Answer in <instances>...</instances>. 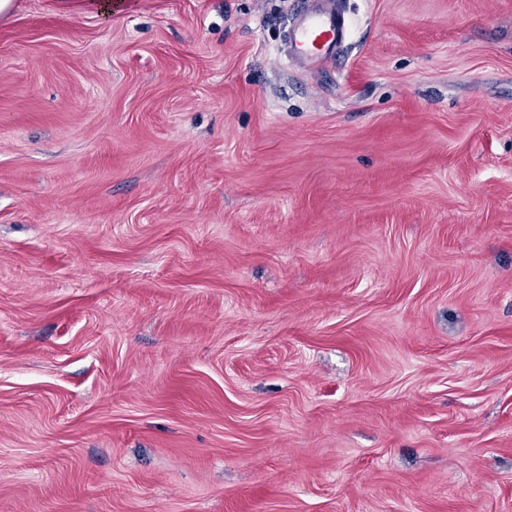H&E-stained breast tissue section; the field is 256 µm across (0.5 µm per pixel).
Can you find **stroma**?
Masks as SVG:
<instances>
[{"mask_svg":"<svg viewBox=\"0 0 512 512\" xmlns=\"http://www.w3.org/2000/svg\"><path fill=\"white\" fill-rule=\"evenodd\" d=\"M14 0L0 512H512V0ZM319 5L304 14L288 33V56L312 70L331 62L351 31V20L335 7V1L317 0Z\"/></svg>","mask_w":512,"mask_h":512,"instance_id":"obj_1","label":"stroma"}]
</instances>
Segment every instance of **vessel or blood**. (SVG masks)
I'll list each match as a JSON object with an SVG mask.
<instances>
[{
  "instance_id": "vessel-or-blood-1",
  "label": "vessel or blood",
  "mask_w": 512,
  "mask_h": 512,
  "mask_svg": "<svg viewBox=\"0 0 512 512\" xmlns=\"http://www.w3.org/2000/svg\"><path fill=\"white\" fill-rule=\"evenodd\" d=\"M352 23L334 0H318L317 7L304 14L288 33V55L316 70L331 62L337 49L350 35Z\"/></svg>"
}]
</instances>
